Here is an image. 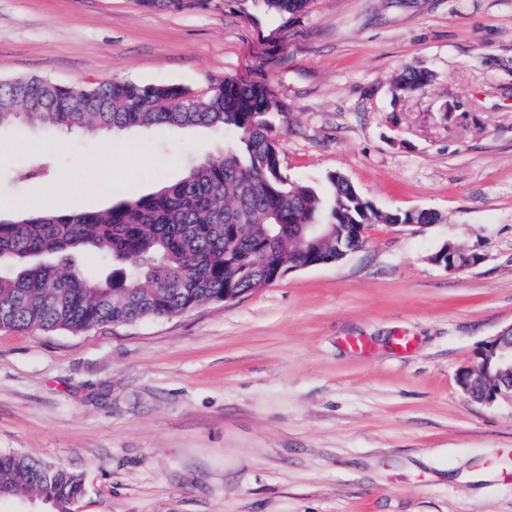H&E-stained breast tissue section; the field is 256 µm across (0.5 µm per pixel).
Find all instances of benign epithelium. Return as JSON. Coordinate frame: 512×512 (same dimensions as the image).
I'll list each match as a JSON object with an SVG mask.
<instances>
[{"mask_svg":"<svg viewBox=\"0 0 512 512\" xmlns=\"http://www.w3.org/2000/svg\"><path fill=\"white\" fill-rule=\"evenodd\" d=\"M336 256L345 257L366 243V226L336 224ZM431 260L449 272H463L480 261L476 253L460 252L446 244ZM460 388L471 399L492 404L501 397H512V325L494 336L478 353L476 363L458 374Z\"/></svg>","mask_w":512,"mask_h":512,"instance_id":"obj_1","label":"benign epithelium"}]
</instances>
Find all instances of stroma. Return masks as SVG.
Returning a JSON list of instances; mask_svg holds the SVG:
<instances>
[{
	"instance_id": "stroma-1",
	"label": "stroma",
	"mask_w": 512,
	"mask_h": 512,
	"mask_svg": "<svg viewBox=\"0 0 512 512\" xmlns=\"http://www.w3.org/2000/svg\"><path fill=\"white\" fill-rule=\"evenodd\" d=\"M422 68L425 88L397 93ZM30 76L198 98L261 85L290 180L323 191L339 173L379 212L439 219L372 224L340 262L168 318L0 329V452L81 475L72 512H512V400L457 384L512 325V0H0V80ZM233 142L17 125L0 132V217L51 182L66 207L104 209ZM36 156L49 178L26 177ZM447 243L480 262L433 264Z\"/></svg>"
}]
</instances>
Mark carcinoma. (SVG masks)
Instances as JSON below:
<instances>
[{"mask_svg": "<svg viewBox=\"0 0 512 512\" xmlns=\"http://www.w3.org/2000/svg\"><path fill=\"white\" fill-rule=\"evenodd\" d=\"M307 0H264L297 13ZM107 105L84 107L77 90L39 77L0 83V129L16 123L93 134H149L159 127L232 129L243 151L204 155L177 182L97 211L43 205L0 220V328L84 332L102 324L158 319L264 284L260 266L299 265L318 252L336 255L333 238L297 239L295 224H431L429 211L380 213L353 185L332 174L325 199L283 173L263 115L276 106L264 87L224 80L205 98L185 100L173 84L107 81L86 89ZM114 265L104 279L80 260ZM84 490L80 475L33 457L0 455V498L39 495L54 512H71Z\"/></svg>", "mask_w": 512, "mask_h": 512, "instance_id": "obj_1", "label": "carcinoma"}]
</instances>
